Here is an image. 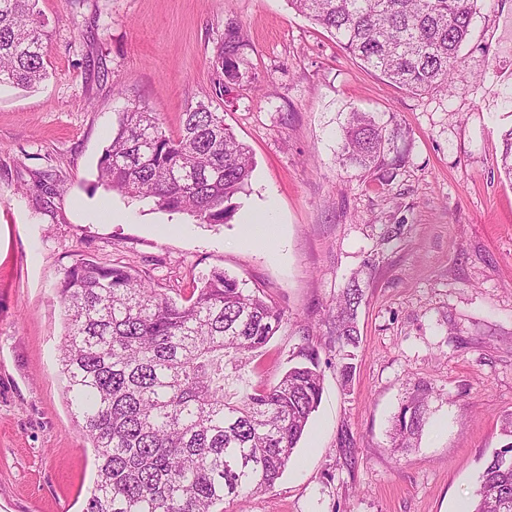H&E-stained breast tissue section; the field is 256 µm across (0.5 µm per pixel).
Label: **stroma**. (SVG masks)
<instances>
[{
    "mask_svg": "<svg viewBox=\"0 0 512 512\" xmlns=\"http://www.w3.org/2000/svg\"><path fill=\"white\" fill-rule=\"evenodd\" d=\"M48 76L0 83V512H81L94 454L66 401L55 287L76 259L132 268L176 301L219 268L287 315L234 397L318 352L321 402L272 491L215 512H460L512 414V0H484L446 92L391 85L288 0H39ZM238 82L212 66L227 25ZM223 113L255 169L224 223L112 191L99 160L139 105L176 134L197 103ZM394 130L401 165L340 164L352 110ZM271 207L276 242L242 217ZM360 355L351 383L327 335L352 275ZM432 389L418 448L393 452L408 392ZM352 447H342L343 438Z\"/></svg>",
    "mask_w": 512,
    "mask_h": 512,
    "instance_id": "1",
    "label": "stroma"
}]
</instances>
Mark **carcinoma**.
<instances>
[{
    "label": "carcinoma",
    "instance_id": "1",
    "mask_svg": "<svg viewBox=\"0 0 512 512\" xmlns=\"http://www.w3.org/2000/svg\"><path fill=\"white\" fill-rule=\"evenodd\" d=\"M330 32L340 47L390 83L412 93L448 90L459 49L483 0H289ZM38 0H0V83L30 88L46 77L45 22ZM237 29L225 30L213 58L218 85L240 78ZM392 134L368 112L342 129L338 159L376 171ZM255 169L248 146L224 113L200 103L184 112L177 136L156 113H117L98 178L162 211L222 224L225 203L245 190ZM501 170L512 181V129ZM65 308L60 346L69 405L91 440L96 479L82 512H213L226 499L267 492L287 468L323 391L316 350L278 382L236 400L224 390L227 365L244 366L264 348L285 312L220 269L184 304L123 265L80 258L56 286ZM357 278L336 299L330 333L346 349L338 372L352 381L360 347ZM432 390L419 385L402 405L393 447H414ZM508 442L486 460L467 512H512V418Z\"/></svg>",
    "mask_w": 512,
    "mask_h": 512
}]
</instances>
